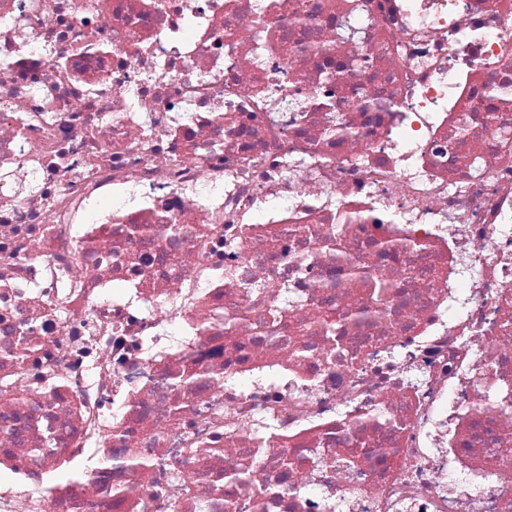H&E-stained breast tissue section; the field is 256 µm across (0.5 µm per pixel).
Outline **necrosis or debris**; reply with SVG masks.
<instances>
[{"instance_id":"necrosis-or-debris-1","label":"necrosis or debris","mask_w":512,"mask_h":512,"mask_svg":"<svg viewBox=\"0 0 512 512\" xmlns=\"http://www.w3.org/2000/svg\"><path fill=\"white\" fill-rule=\"evenodd\" d=\"M484 84L512 0H0V512H512Z\"/></svg>"}]
</instances>
